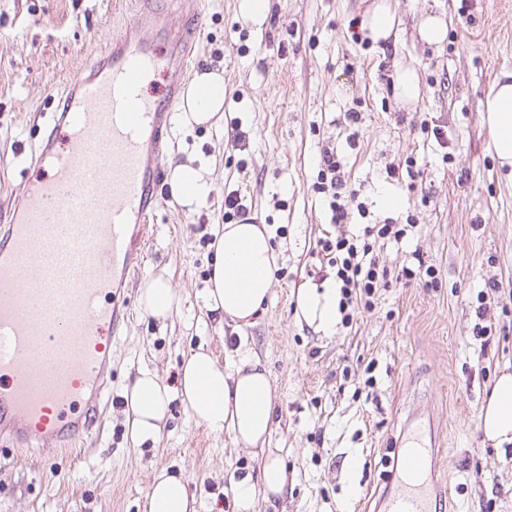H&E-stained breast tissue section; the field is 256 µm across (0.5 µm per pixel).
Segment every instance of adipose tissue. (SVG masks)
<instances>
[{
  "label": "adipose tissue",
  "instance_id": "obj_1",
  "mask_svg": "<svg viewBox=\"0 0 512 512\" xmlns=\"http://www.w3.org/2000/svg\"><path fill=\"white\" fill-rule=\"evenodd\" d=\"M224 78L214 72L196 74L187 91L183 126L210 122L224 106ZM485 122L499 166L512 173V72L502 73L484 102ZM211 165L186 158L171 170L173 194L185 205L207 202L212 182ZM212 270L203 291L208 312L229 318L235 325L251 324L268 298L277 256L265 226L252 222L217 225L212 242ZM336 288L308 285L299 289L297 305L305 321L324 335H332L338 322ZM144 310L157 320L167 319L179 298L163 275L147 278L139 289ZM125 419L132 447L154 443L173 398H180L196 421L212 433H231L247 448H264L273 425L272 384L260 359L241 350L231 368L220 367L213 355L200 348L182 362L177 388H169L158 375L140 370L126 386ZM479 429L494 448L512 446V372H501L480 408ZM240 512H249L256 488L266 496L283 495L288 475L279 458L266 457L258 477L229 475ZM147 512H196L186 483L159 471L147 494Z\"/></svg>",
  "mask_w": 512,
  "mask_h": 512
}]
</instances>
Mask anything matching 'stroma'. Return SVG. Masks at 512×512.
Returning <instances> with one entry per match:
<instances>
[{"label": "stroma", "mask_w": 512, "mask_h": 512, "mask_svg": "<svg viewBox=\"0 0 512 512\" xmlns=\"http://www.w3.org/2000/svg\"><path fill=\"white\" fill-rule=\"evenodd\" d=\"M133 0H0V225L29 175L23 152L42 136L66 83L108 41ZM388 42L361 26L367 0H271L262 25L239 0H204L191 73H224V117L214 126H174L162 163L178 146L215 159L213 191L189 208L161 200L147 226L141 274L125 290L130 322L112 349V382L101 433L70 453L32 456L0 448V512H144L160 468L180 476L197 512H238L227 472L257 474L260 458L217 436L172 400L156 445L131 447L123 423L125 386L143 368L177 387L182 361L206 346L218 365L245 345L273 383L272 454L288 472L283 497H256L252 512H380L408 417L433 419L437 491L432 512H512V447H484L485 394L512 371V178L496 161L481 105L512 71V0H392ZM430 14L448 26L440 45L420 38ZM414 68L421 93L402 101L396 75ZM361 115L350 126L347 113ZM443 138H435V131ZM336 147L350 190L368 208L348 230L390 218L407 237L376 240L382 264L398 271L422 257L437 272L383 291L375 308L326 338L298 317L296 290L335 282L313 253L340 230L312 185L321 150ZM412 162L418 178L388 183L386 169ZM237 191L266 225L277 255L270 297L251 325H219L202 300L212 225ZM394 195L400 206L383 205ZM165 275L179 294L157 322L141 307L143 278ZM492 335L476 333L486 284ZM357 469H350V460Z\"/></svg>", "instance_id": "1"}]
</instances>
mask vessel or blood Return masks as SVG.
Returning a JSON list of instances; mask_svg holds the SVG:
<instances>
[{
  "label": "vessel or blood",
  "mask_w": 512,
  "mask_h": 512,
  "mask_svg": "<svg viewBox=\"0 0 512 512\" xmlns=\"http://www.w3.org/2000/svg\"><path fill=\"white\" fill-rule=\"evenodd\" d=\"M165 24L157 0H136L28 148L35 175L0 233L1 441L69 448L101 425L112 348L129 320L116 289L140 269L143 230L167 191L159 149L201 35L195 25L169 35ZM151 30L166 34V56ZM159 69L163 93L147 97L140 87ZM431 468L426 449L397 456L386 512H431Z\"/></svg>",
  "instance_id": "b4317fda"
}]
</instances>
